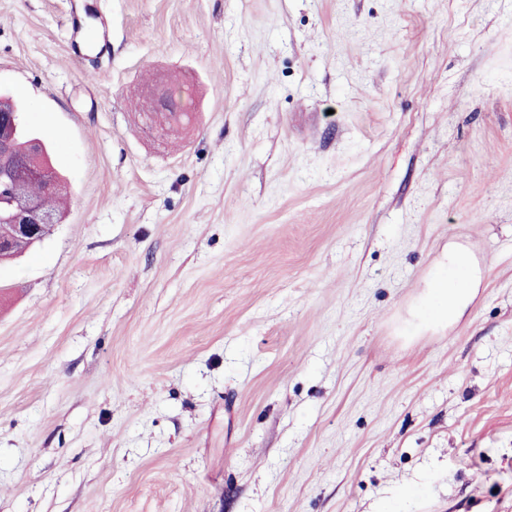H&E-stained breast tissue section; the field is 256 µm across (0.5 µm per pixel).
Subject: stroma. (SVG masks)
I'll list each match as a JSON object with an SVG mask.
<instances>
[{"instance_id": "stroma-1", "label": "stroma", "mask_w": 512, "mask_h": 512, "mask_svg": "<svg viewBox=\"0 0 512 512\" xmlns=\"http://www.w3.org/2000/svg\"><path fill=\"white\" fill-rule=\"evenodd\" d=\"M0 91L69 185L0 264V512H512V0H0ZM179 91V89H173L171 83L156 82L144 94L143 112H150L154 116L161 112H167L165 116L161 117L160 121L168 125L169 128L180 129L187 117L185 112L189 111L184 108L172 109L168 104L170 99L176 98ZM447 274L437 282V288L425 303L424 313L432 318L453 320L465 308L471 294L469 259L463 252H452L447 257Z\"/></svg>"}]
</instances>
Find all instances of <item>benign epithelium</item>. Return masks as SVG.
<instances>
[{
	"label": "benign epithelium",
	"instance_id": "benign-epithelium-1",
	"mask_svg": "<svg viewBox=\"0 0 512 512\" xmlns=\"http://www.w3.org/2000/svg\"><path fill=\"white\" fill-rule=\"evenodd\" d=\"M178 95L172 84L159 81L144 94L143 111L152 115L170 112L168 101ZM42 145L24 160V172L18 174L13 163L0 164V222L12 227V237L0 238V253L12 248L13 240H41V229L46 224L56 223L52 213L46 211L39 199L29 191L32 182L51 183V166L41 156Z\"/></svg>",
	"mask_w": 512,
	"mask_h": 512
}]
</instances>
